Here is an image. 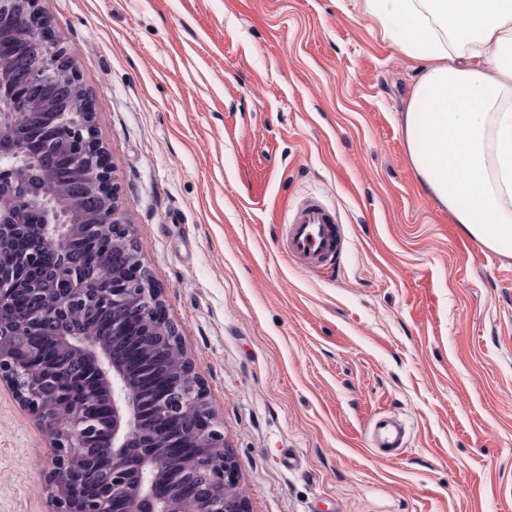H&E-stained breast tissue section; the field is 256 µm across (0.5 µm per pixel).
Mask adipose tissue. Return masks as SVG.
<instances>
[{"label":"adipose tissue","mask_w":512,"mask_h":512,"mask_svg":"<svg viewBox=\"0 0 512 512\" xmlns=\"http://www.w3.org/2000/svg\"><path fill=\"white\" fill-rule=\"evenodd\" d=\"M423 63L406 108L423 192L473 239L512 256V0H365Z\"/></svg>","instance_id":"ef3b65f1"}]
</instances>
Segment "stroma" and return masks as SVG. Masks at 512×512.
Instances as JSON below:
<instances>
[{
	"label": "stroma",
	"instance_id": "35a3bbf8",
	"mask_svg": "<svg viewBox=\"0 0 512 512\" xmlns=\"http://www.w3.org/2000/svg\"><path fill=\"white\" fill-rule=\"evenodd\" d=\"M249 512H512V257L425 195L421 63L363 0H38ZM322 197L337 268L285 254ZM406 428L378 455L376 420ZM44 422L0 384V512H54Z\"/></svg>",
	"mask_w": 512,
	"mask_h": 512
}]
</instances>
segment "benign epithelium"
Returning a JSON list of instances; mask_svg holds the SVG:
<instances>
[{
    "label": "benign epithelium",
    "mask_w": 512,
    "mask_h": 512,
    "mask_svg": "<svg viewBox=\"0 0 512 512\" xmlns=\"http://www.w3.org/2000/svg\"><path fill=\"white\" fill-rule=\"evenodd\" d=\"M28 37L46 43V51L23 73L26 85L46 92L43 103L58 124L57 147L76 146L87 182L104 193L102 215L90 224H56L48 212L42 235L52 240L60 260L59 275L70 287L45 297L31 314L13 304V292L26 285L30 260L0 253V381L10 384L20 402L48 423L56 451L51 472L58 512H249L238 490V468L225 449L224 435L207 407L202 383L179 345L177 327L152 286L142 249L132 225L117 204L115 167L95 134V111L88 97L71 104L80 86L69 54L48 23L33 11ZM0 80V144L20 121ZM40 205L55 195L45 182L25 185ZM12 200L0 194V243L21 229L7 222ZM75 236L109 238L132 269L100 283L99 292L112 307V342L69 334L45 336L40 325L68 314L72 301L87 292L70 264L69 244ZM153 313L147 335L130 340L133 320ZM41 351L52 345L90 368L96 385L83 403L68 400L69 388L52 365L22 359L18 341ZM139 367L152 376L151 400L145 401L129 375Z\"/></svg>",
    "instance_id": "obj_1"
}]
</instances>
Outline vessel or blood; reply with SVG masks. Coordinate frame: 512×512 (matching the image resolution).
Instances as JSON below:
<instances>
[{
	"instance_id": "b4317fda",
	"label": "vessel or blood",
	"mask_w": 512,
	"mask_h": 512,
	"mask_svg": "<svg viewBox=\"0 0 512 512\" xmlns=\"http://www.w3.org/2000/svg\"><path fill=\"white\" fill-rule=\"evenodd\" d=\"M284 219L289 228L288 258L316 270L330 269L340 261L344 245L339 221L319 198L312 197L287 208ZM404 435L401 423L383 422L373 436L374 444L389 455L400 448Z\"/></svg>"
}]
</instances>
